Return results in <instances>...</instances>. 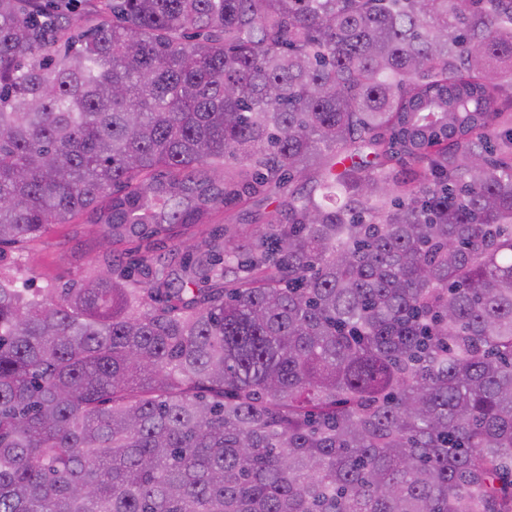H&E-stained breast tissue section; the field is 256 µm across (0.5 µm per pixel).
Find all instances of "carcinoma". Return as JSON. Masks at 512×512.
Here are the masks:
<instances>
[{"instance_id":"1","label":"carcinoma","mask_w":512,"mask_h":512,"mask_svg":"<svg viewBox=\"0 0 512 512\" xmlns=\"http://www.w3.org/2000/svg\"><path fill=\"white\" fill-rule=\"evenodd\" d=\"M85 215L0 265V512H512V0H0V248ZM100 232L97 224H60L23 251L22 261L32 287L79 280L96 263Z\"/></svg>"}]
</instances>
